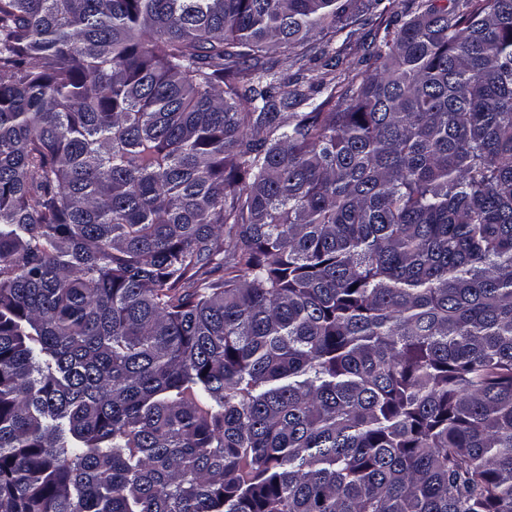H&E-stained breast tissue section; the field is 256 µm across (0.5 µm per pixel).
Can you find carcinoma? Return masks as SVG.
Instances as JSON below:
<instances>
[{"label": "carcinoma", "mask_w": 512, "mask_h": 512, "mask_svg": "<svg viewBox=\"0 0 512 512\" xmlns=\"http://www.w3.org/2000/svg\"><path fill=\"white\" fill-rule=\"evenodd\" d=\"M401 2L0 0V512H512V0Z\"/></svg>", "instance_id": "1"}]
</instances>
